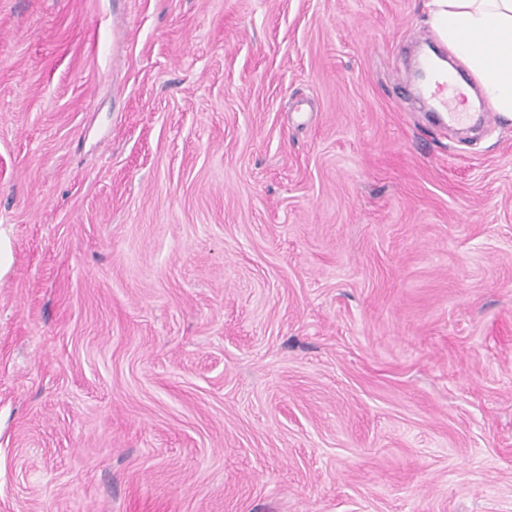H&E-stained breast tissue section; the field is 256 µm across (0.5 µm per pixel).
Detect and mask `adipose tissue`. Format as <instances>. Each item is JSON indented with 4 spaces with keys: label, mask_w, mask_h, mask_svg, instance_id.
I'll return each mask as SVG.
<instances>
[{
    "label": "adipose tissue",
    "mask_w": 512,
    "mask_h": 512,
    "mask_svg": "<svg viewBox=\"0 0 512 512\" xmlns=\"http://www.w3.org/2000/svg\"><path fill=\"white\" fill-rule=\"evenodd\" d=\"M440 38L479 80L495 112L512 115V0H431Z\"/></svg>",
    "instance_id": "ef3b65f1"
}]
</instances>
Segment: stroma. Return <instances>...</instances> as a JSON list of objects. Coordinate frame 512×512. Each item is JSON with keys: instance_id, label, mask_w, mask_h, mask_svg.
Listing matches in <instances>:
<instances>
[{"instance_id": "stroma-1", "label": "stroma", "mask_w": 512, "mask_h": 512, "mask_svg": "<svg viewBox=\"0 0 512 512\" xmlns=\"http://www.w3.org/2000/svg\"><path fill=\"white\" fill-rule=\"evenodd\" d=\"M429 0H0V512H512V120ZM430 96L439 104V108L445 111L448 119V126H458L467 123L470 119L468 112H448V77L437 75L433 85L429 87ZM446 92V96H445Z\"/></svg>"}]
</instances>
